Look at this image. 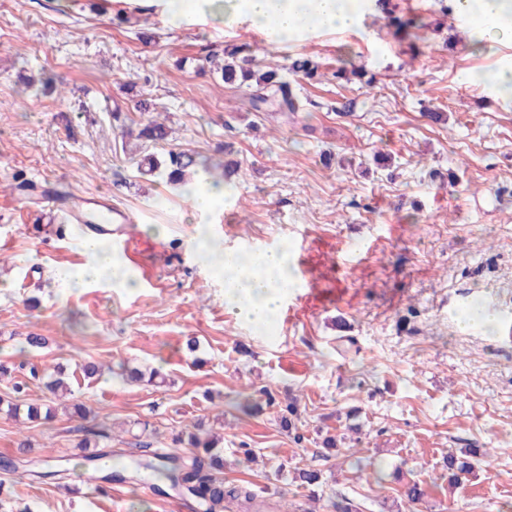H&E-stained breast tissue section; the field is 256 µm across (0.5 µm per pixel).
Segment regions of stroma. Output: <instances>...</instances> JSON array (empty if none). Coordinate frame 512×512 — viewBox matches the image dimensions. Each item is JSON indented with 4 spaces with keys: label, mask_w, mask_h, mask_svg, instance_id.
<instances>
[{
    "label": "stroma",
    "mask_w": 512,
    "mask_h": 512,
    "mask_svg": "<svg viewBox=\"0 0 512 512\" xmlns=\"http://www.w3.org/2000/svg\"><path fill=\"white\" fill-rule=\"evenodd\" d=\"M396 2L424 25L416 44L395 38L375 0H361L357 28L283 41L244 17L174 20L150 0L0 5V359L11 367L0 396L21 382L26 402L55 405L29 367L60 365L92 409L46 422L0 414V456L17 465L0 470V512H200L170 489L144 495L140 475L105 495L53 476L92 434L103 448H168L198 422L224 435L226 481L290 512H334L343 497L359 512H407L412 480L425 491L419 512H512V93L491 77L512 62V42L478 49L451 0ZM241 44L256 69L301 55L321 64L320 80L291 79L295 118L254 111L207 66ZM341 66L364 79L338 83ZM142 98L170 127L166 141L122 135L139 130ZM182 150L237 165L234 193L206 217L139 170L143 155ZM79 195L137 217V287L60 278L85 262ZM202 223L222 248L287 247L317 293L298 282L267 330L242 321L214 266L186 247ZM473 308L496 311L499 328L460 330ZM31 334L45 347L16 358ZM87 362L101 375L86 377ZM125 363L166 380L123 383ZM242 395L253 414L236 408ZM291 397L289 431L277 407ZM243 441L256 462H238ZM472 448L487 454L449 488L444 458ZM302 468L320 485L300 486Z\"/></svg>",
    "instance_id": "obj_1"
}]
</instances>
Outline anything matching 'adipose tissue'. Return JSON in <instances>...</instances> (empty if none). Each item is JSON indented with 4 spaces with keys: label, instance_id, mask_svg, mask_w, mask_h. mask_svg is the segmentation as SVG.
<instances>
[{
    "label": "adipose tissue",
    "instance_id": "1",
    "mask_svg": "<svg viewBox=\"0 0 512 512\" xmlns=\"http://www.w3.org/2000/svg\"><path fill=\"white\" fill-rule=\"evenodd\" d=\"M180 17L208 12L216 22L246 16L271 33L294 36L309 28L352 29L360 16L352 0H177ZM459 9L474 21L481 41L491 45L512 40V0H460ZM85 263L63 272V279L83 286L98 282L109 271H122V286L132 285L133 271L103 240L80 241ZM224 299L246 322L262 326L277 314L289 288L297 280L288 254L277 248L243 255L240 249L224 252Z\"/></svg>",
    "mask_w": 512,
    "mask_h": 512
}]
</instances>
